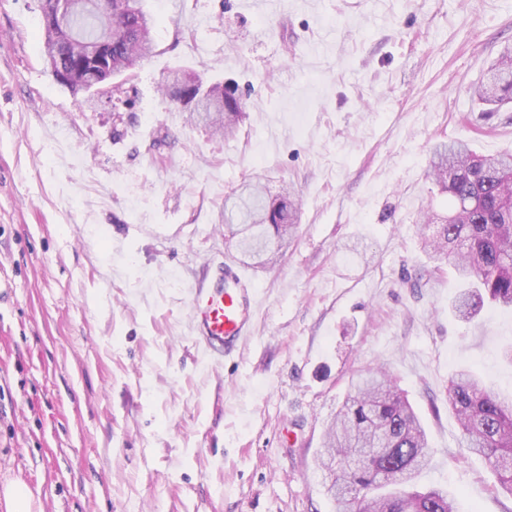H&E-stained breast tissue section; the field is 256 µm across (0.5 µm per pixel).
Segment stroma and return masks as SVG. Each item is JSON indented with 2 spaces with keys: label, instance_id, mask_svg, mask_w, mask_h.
Segmentation results:
<instances>
[{
  "label": "stroma",
  "instance_id": "stroma-1",
  "mask_svg": "<svg viewBox=\"0 0 512 512\" xmlns=\"http://www.w3.org/2000/svg\"><path fill=\"white\" fill-rule=\"evenodd\" d=\"M143 4L155 51L117 117L54 80L41 0H0V493L24 484L32 512H335L323 437L352 378L382 368L428 434L420 486L512 512L446 395L462 367L512 395V310L457 318L419 222L448 209L437 144L512 153V104L471 96L512 46V0ZM178 67L236 83L234 136L185 124L159 90ZM253 177L295 191L271 267L224 233ZM227 259L257 304L214 360L190 291Z\"/></svg>",
  "mask_w": 512,
  "mask_h": 512
}]
</instances>
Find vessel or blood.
<instances>
[{
    "label": "vessel or blood",
    "mask_w": 512,
    "mask_h": 512,
    "mask_svg": "<svg viewBox=\"0 0 512 512\" xmlns=\"http://www.w3.org/2000/svg\"><path fill=\"white\" fill-rule=\"evenodd\" d=\"M255 298L251 278L230 261L221 265L212 285L194 291L191 312L196 338L211 356L223 358L246 335Z\"/></svg>",
    "instance_id": "b4317fda"
}]
</instances>
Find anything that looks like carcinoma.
Returning a JSON list of instances; mask_svg holds the SVG:
<instances>
[{
  "label": "carcinoma",
  "instance_id": "carcinoma-1",
  "mask_svg": "<svg viewBox=\"0 0 512 512\" xmlns=\"http://www.w3.org/2000/svg\"><path fill=\"white\" fill-rule=\"evenodd\" d=\"M153 28L142 0H112L110 15L86 4L64 29L45 24L46 55L58 46L64 53L52 74L72 90L96 86V74L78 63L109 30L112 74L131 71L152 53ZM166 91L182 104L189 122L218 134L231 135L245 116L246 102L235 87L187 69L174 71ZM473 95L482 104L512 103V47L504 48ZM428 176L448 193L450 208L445 216L424 215L423 223L436 224L424 249L434 269L449 263L467 284L453 303L455 315L470 320L487 301L512 308V154L486 158L462 141L440 143ZM291 196L286 189L271 202L257 183L238 197L234 210L224 214V229L238 238L242 253L266 264L276 261L295 220ZM447 392L465 448L481 456L512 495V397L488 391L469 370L455 373ZM430 458L421 421L390 374L366 373L352 383L324 442L322 465L336 472L330 486L336 512H456L443 489L384 491L410 484Z\"/></svg>",
  "mask_w": 512,
  "mask_h": 512
}]
</instances>
